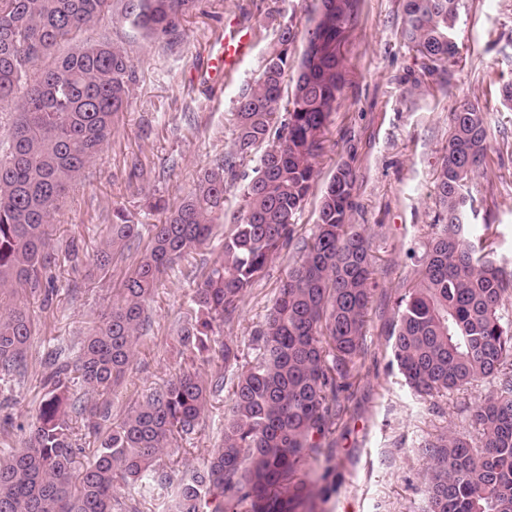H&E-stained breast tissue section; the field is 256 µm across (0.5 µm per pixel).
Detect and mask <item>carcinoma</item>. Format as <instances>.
<instances>
[{
  "label": "carcinoma",
  "mask_w": 512,
  "mask_h": 512,
  "mask_svg": "<svg viewBox=\"0 0 512 512\" xmlns=\"http://www.w3.org/2000/svg\"><path fill=\"white\" fill-rule=\"evenodd\" d=\"M123 17L164 42L200 0H120ZM462 0H403V33L428 71L459 53ZM299 59L297 38L280 29V50L240 96L227 158L205 169L193 191L153 225L149 247L78 355H48L43 396L24 446L0 456V512H141L142 499L170 484L162 455L195 433L210 396L231 384L224 435L207 462L181 480L171 512H317L331 487L313 464L345 411V393L365 359L368 306L376 261L364 230L350 223L356 176L337 166L320 199L312 233L297 235L317 177V159L345 85L343 48L360 0H322ZM112 12V0H0V104L13 108L0 147V378L29 369L34 320L28 301L53 295L48 227L86 165L112 136L136 81L127 53L81 34ZM297 70L290 92L285 75ZM451 134L435 185L440 212L419 276L402 296L392 333L393 361L408 386L429 399L481 380L496 392L471 411L478 441L443 434L428 444L427 512H512V272L497 256L491 225L470 224L469 183L484 169L487 113L463 102L450 113ZM257 156L240 216L197 286L194 314L178 332L191 365L147 393L101 433L110 394L125 378L133 348L150 323L146 305L162 275L211 239L224 221L226 183L237 161ZM140 235L117 211L96 251L95 268L112 266ZM297 259L264 324L258 349L241 364L238 340L224 335L247 292L284 250ZM233 372L205 377L196 363L213 359ZM91 395L85 401L71 387ZM99 442L94 459L74 473L76 432ZM130 485L139 497L116 495Z\"/></svg>",
  "instance_id": "1"
}]
</instances>
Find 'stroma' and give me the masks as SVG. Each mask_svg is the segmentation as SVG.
Returning <instances> with one entry per match:
<instances>
[{"label": "stroma", "instance_id": "obj_1", "mask_svg": "<svg viewBox=\"0 0 512 512\" xmlns=\"http://www.w3.org/2000/svg\"><path fill=\"white\" fill-rule=\"evenodd\" d=\"M320 6V0H202L171 44L146 38L115 13L86 31L88 39L104 38L123 47L137 81L111 138L49 226L55 292L49 304L34 307L37 329L25 380H0V451L23 443L24 428L42 398L46 356L58 348L77 354L110 310L153 225L163 218L152 208L155 200L172 203L186 196L201 172L229 152L237 100L277 48L281 27L290 23L306 32ZM228 16L254 28L251 51L223 82H199L195 74L210 48L223 39ZM401 18L402 0H361L345 49L342 101L297 226L299 236L311 234L323 185L338 165L349 164L356 174L351 221L365 229L378 286L367 314V356L329 440L336 491L325 505L327 512H423L426 444L448 432L478 435L470 411L492 392V384L479 381L444 397L421 398L406 385L389 348L400 298L416 280L435 231V181L448 145V114L466 100L489 114L485 170L471 183L474 221L494 226L498 253L512 271V109L498 98L499 87L512 82V0H465L456 61L432 73L404 44ZM136 159L144 167L139 177L130 173ZM246 185L244 176L228 185L223 224L209 242L169 270L149 301L150 329L111 395L112 419L186 367L177 330L193 305L206 260L219 251L239 214ZM116 210L139 224L141 237L108 272L97 274L91 270L93 255ZM293 262L288 252L274 260L224 327L225 335L237 337L244 361L256 355L250 336L266 319ZM230 405L228 393L211 396L197 432L172 456L173 484L202 467L221 436Z\"/></svg>", "mask_w": 512, "mask_h": 512}]
</instances>
